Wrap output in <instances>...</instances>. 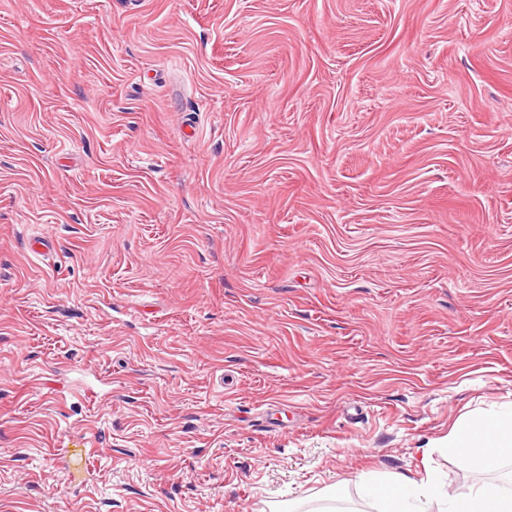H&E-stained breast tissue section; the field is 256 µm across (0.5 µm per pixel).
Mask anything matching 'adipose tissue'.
Returning a JSON list of instances; mask_svg holds the SVG:
<instances>
[{
	"label": "adipose tissue",
	"instance_id": "1",
	"mask_svg": "<svg viewBox=\"0 0 512 512\" xmlns=\"http://www.w3.org/2000/svg\"><path fill=\"white\" fill-rule=\"evenodd\" d=\"M464 469L483 472L512 465V411L479 415L454 426L445 444ZM421 482L399 474L365 476L364 496L377 500L381 512H512V486L483 483L468 493L450 494L431 465L432 451H420Z\"/></svg>",
	"mask_w": 512,
	"mask_h": 512
}]
</instances>
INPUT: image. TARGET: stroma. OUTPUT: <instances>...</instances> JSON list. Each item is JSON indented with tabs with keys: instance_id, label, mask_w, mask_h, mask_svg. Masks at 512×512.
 <instances>
[{
	"instance_id": "obj_1",
	"label": "stroma",
	"mask_w": 512,
	"mask_h": 512,
	"mask_svg": "<svg viewBox=\"0 0 512 512\" xmlns=\"http://www.w3.org/2000/svg\"><path fill=\"white\" fill-rule=\"evenodd\" d=\"M509 405L512 0H0V512H377Z\"/></svg>"
}]
</instances>
